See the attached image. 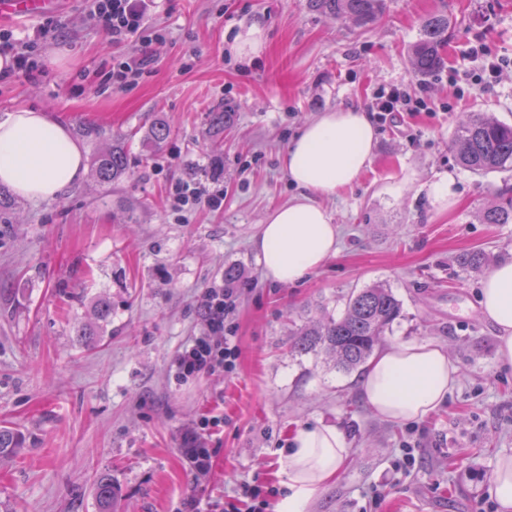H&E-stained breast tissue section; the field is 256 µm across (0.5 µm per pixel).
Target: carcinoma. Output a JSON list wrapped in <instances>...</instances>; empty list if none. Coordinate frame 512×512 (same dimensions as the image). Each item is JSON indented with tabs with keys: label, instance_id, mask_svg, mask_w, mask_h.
I'll list each match as a JSON object with an SVG mask.
<instances>
[{
	"label": "carcinoma",
	"instance_id": "1",
	"mask_svg": "<svg viewBox=\"0 0 512 512\" xmlns=\"http://www.w3.org/2000/svg\"><path fill=\"white\" fill-rule=\"evenodd\" d=\"M316 11L332 13L338 19L351 20L359 26L374 22L387 7L386 0H308ZM451 21L444 14L428 17L421 25L420 39L412 55L417 72L429 75L444 63ZM170 127L159 122L151 127L149 143L155 151L169 139ZM453 148L459 164L477 174L505 170L512 166V125L490 115L481 114L460 124L453 138ZM96 179L102 183L115 182L127 173V152L121 143L98 152L92 161ZM485 224L512 223V196L482 215ZM402 307L391 288L377 284L351 292L346 299L343 315L315 325L304 326L296 332L292 349L298 353L332 354L336 368L345 372L364 365L379 345L381 337L401 316ZM100 512L113 510L116 492L112 480L101 476L96 482Z\"/></svg>",
	"mask_w": 512,
	"mask_h": 512
}]
</instances>
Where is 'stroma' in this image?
Segmentation results:
<instances>
[{"instance_id":"obj_1","label":"stroma","mask_w":512,"mask_h":512,"mask_svg":"<svg viewBox=\"0 0 512 512\" xmlns=\"http://www.w3.org/2000/svg\"><path fill=\"white\" fill-rule=\"evenodd\" d=\"M434 14L459 30L444 67L422 78L411 47ZM50 16L58 26L41 56L61 61L0 80V110L54 113L88 160L124 143L130 175L106 184L88 171L59 199L11 193L0 204V426L19 437L16 455L0 459V512H99V473L112 478L118 512H176L190 494L217 512H250L248 486L274 490L276 505L289 492L288 437L316 423L342 429L350 456L306 512H499L490 476L512 455V368L477 311L485 273L458 258L512 261V223L481 220L512 192V171L473 175L452 138L474 114L512 123V0H387L361 28L307 0H157L151 24L165 38L148 48L113 43L84 0H57ZM256 19L264 55L234 58L225 33ZM490 56L507 64L488 86ZM127 58L146 67L113 87L112 63ZM394 87L425 108L378 124L372 164L324 199L340 226L337 256L300 284L269 282L250 240L295 193L282 166L290 140L321 112L370 109ZM228 105L234 121L213 126ZM160 119L171 135L151 156ZM442 175L444 205L427 191ZM179 179L222 191L223 208L172 211ZM230 267L236 366L180 381L171 360L201 333L200 295ZM376 283L402 303L383 344L439 341L460 368L447 403L424 419L375 415L359 398L360 371L288 347L296 327L340 317L350 291ZM195 433L217 451L199 479L183 452Z\"/></svg>"}]
</instances>
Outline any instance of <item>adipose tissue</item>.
I'll list each match as a JSON object with an SVG mask.
<instances>
[{"label": "adipose tissue", "mask_w": 512, "mask_h": 512, "mask_svg": "<svg viewBox=\"0 0 512 512\" xmlns=\"http://www.w3.org/2000/svg\"><path fill=\"white\" fill-rule=\"evenodd\" d=\"M375 128L361 109L321 113L289 142L283 166L295 195L268 212L251 238L266 279L294 284L335 257L339 227L322 205L351 186L374 156ZM85 173L70 128L47 112L20 108L0 116V184L25 199L56 200ZM480 316L499 331L498 357L512 367V262L488 273L478 299ZM459 377L447 348L434 341L395 342L370 363L359 385L376 415L406 422L444 405ZM349 456L346 437L323 425L298 428L286 457L293 493L279 512H305L309 500L334 480Z\"/></svg>", "instance_id": "ef3b65f1"}]
</instances>
